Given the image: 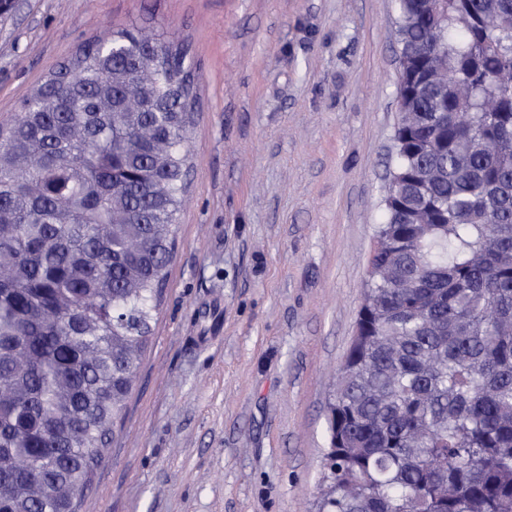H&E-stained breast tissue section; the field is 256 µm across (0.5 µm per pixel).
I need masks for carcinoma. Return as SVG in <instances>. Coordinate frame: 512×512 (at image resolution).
<instances>
[{
	"label": "carcinoma",
	"mask_w": 512,
	"mask_h": 512,
	"mask_svg": "<svg viewBox=\"0 0 512 512\" xmlns=\"http://www.w3.org/2000/svg\"><path fill=\"white\" fill-rule=\"evenodd\" d=\"M398 148L318 512H512V0H397ZM186 54L83 45L0 127V512H80L173 258Z\"/></svg>",
	"instance_id": "carcinoma-1"
}]
</instances>
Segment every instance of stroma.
Instances as JSON below:
<instances>
[{"label":"stroma","instance_id":"35a3bbf8","mask_svg":"<svg viewBox=\"0 0 512 512\" xmlns=\"http://www.w3.org/2000/svg\"><path fill=\"white\" fill-rule=\"evenodd\" d=\"M183 43L190 169L85 512H316L398 119L395 0H16L0 125L82 44Z\"/></svg>","mask_w":512,"mask_h":512}]
</instances>
